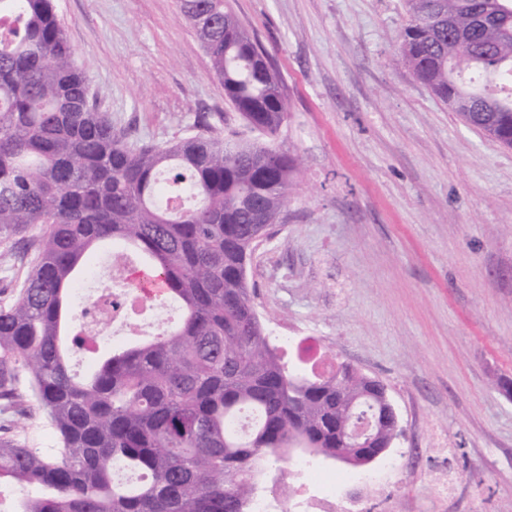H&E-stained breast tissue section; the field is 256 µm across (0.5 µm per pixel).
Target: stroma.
Instances as JSON below:
<instances>
[{"label":"stroma","instance_id":"stroma-1","mask_svg":"<svg viewBox=\"0 0 512 512\" xmlns=\"http://www.w3.org/2000/svg\"><path fill=\"white\" fill-rule=\"evenodd\" d=\"M288 100L302 172L247 266L270 336L383 382L399 414L380 462L265 477L337 512H512V148L394 64L405 0H226ZM100 111L164 144L235 110L178 0H53Z\"/></svg>","mask_w":512,"mask_h":512}]
</instances>
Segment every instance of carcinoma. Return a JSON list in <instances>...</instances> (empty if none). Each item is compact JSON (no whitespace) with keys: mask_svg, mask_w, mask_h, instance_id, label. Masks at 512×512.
I'll return each mask as SVG.
<instances>
[{"mask_svg":"<svg viewBox=\"0 0 512 512\" xmlns=\"http://www.w3.org/2000/svg\"><path fill=\"white\" fill-rule=\"evenodd\" d=\"M242 124L131 146L90 103L52 0H0V246L31 257L0 305V412H44L46 457L0 438L15 512H248L264 467L290 450L336 454V422L379 411L384 384L341 363H289L250 297L247 263L302 160L274 145L288 100L267 53L224 0H179ZM401 60L470 125L512 146V0H407ZM39 224L35 240L24 233ZM161 276L175 322L101 352L77 290L106 242ZM91 357L71 368V352ZM248 417L253 423L242 429Z\"/></svg>","mask_w":512,"mask_h":512,"instance_id":"obj_1","label":"carcinoma"}]
</instances>
